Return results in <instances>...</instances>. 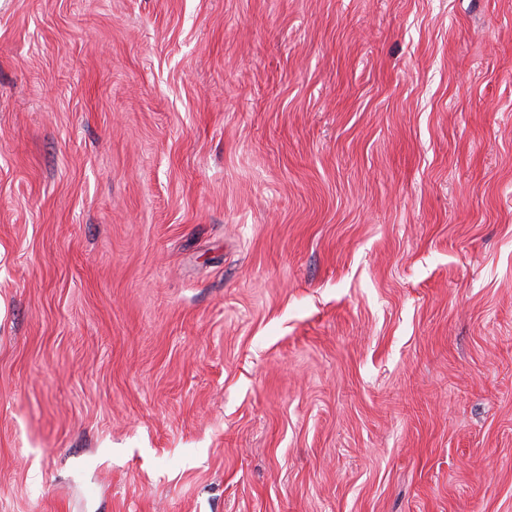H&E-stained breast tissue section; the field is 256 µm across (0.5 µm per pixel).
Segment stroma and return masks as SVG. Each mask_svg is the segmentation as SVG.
Instances as JSON below:
<instances>
[{
	"instance_id": "stroma-1",
	"label": "stroma",
	"mask_w": 512,
	"mask_h": 512,
	"mask_svg": "<svg viewBox=\"0 0 512 512\" xmlns=\"http://www.w3.org/2000/svg\"><path fill=\"white\" fill-rule=\"evenodd\" d=\"M0 512H512V0H0Z\"/></svg>"
}]
</instances>
